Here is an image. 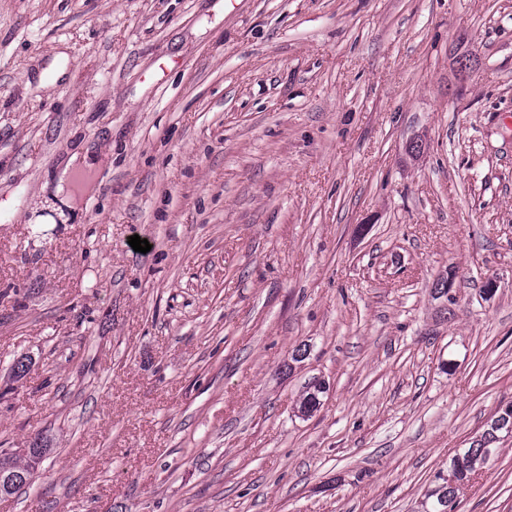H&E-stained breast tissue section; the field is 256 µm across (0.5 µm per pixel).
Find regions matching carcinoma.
Instances as JSON below:
<instances>
[{"instance_id": "1", "label": "carcinoma", "mask_w": 512, "mask_h": 512, "mask_svg": "<svg viewBox=\"0 0 512 512\" xmlns=\"http://www.w3.org/2000/svg\"><path fill=\"white\" fill-rule=\"evenodd\" d=\"M511 423L512 419L509 417H497L481 438L475 440L464 453L454 457L448 471L440 470L436 473L435 486L427 494L426 512H454L455 484L467 478L468 474L486 463L492 453L490 445L497 439L496 432L505 429ZM43 453H45L43 448H31L25 456L19 457L1 450L0 475L3 477L19 475L21 483L0 486V494L11 495L30 486L36 465L39 464Z\"/></svg>"}]
</instances>
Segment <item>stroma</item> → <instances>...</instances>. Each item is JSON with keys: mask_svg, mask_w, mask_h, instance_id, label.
<instances>
[{"mask_svg": "<svg viewBox=\"0 0 512 512\" xmlns=\"http://www.w3.org/2000/svg\"><path fill=\"white\" fill-rule=\"evenodd\" d=\"M510 402L512 0H0V512H422ZM45 451V448H29V451L25 456L19 457L1 450L0 475L3 478L6 476L18 475L19 477H21V483L17 485L13 484L11 486H5V484L3 486L2 484V487L0 485V494L11 495L24 487H29L31 485L33 475L36 470V465L39 464ZM20 474L22 476H20Z\"/></svg>", "mask_w": 512, "mask_h": 512, "instance_id": "35a3bbf8", "label": "stroma"}]
</instances>
